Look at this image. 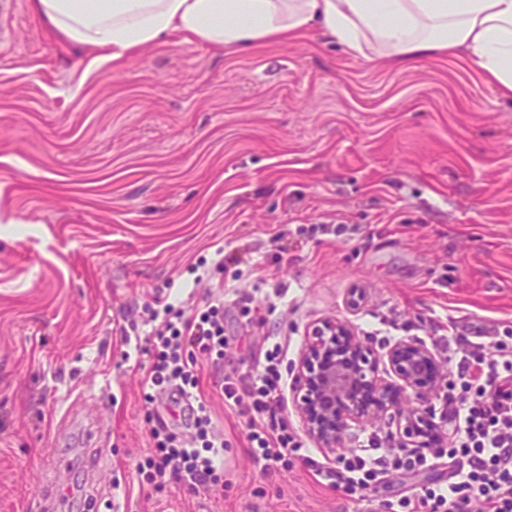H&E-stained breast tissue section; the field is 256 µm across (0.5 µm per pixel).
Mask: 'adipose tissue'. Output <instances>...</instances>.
<instances>
[{
	"label": "adipose tissue",
	"instance_id": "adipose-tissue-1",
	"mask_svg": "<svg viewBox=\"0 0 512 512\" xmlns=\"http://www.w3.org/2000/svg\"><path fill=\"white\" fill-rule=\"evenodd\" d=\"M86 69L166 42L175 33L244 50L311 31L365 58L396 63L463 52L512 98V0H30Z\"/></svg>",
	"mask_w": 512,
	"mask_h": 512
}]
</instances>
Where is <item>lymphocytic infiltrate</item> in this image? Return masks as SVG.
I'll use <instances>...</instances> for the list:
<instances>
[{
  "label": "lymphocytic infiltrate",
  "instance_id": "lymphocytic-infiltrate-1",
  "mask_svg": "<svg viewBox=\"0 0 512 512\" xmlns=\"http://www.w3.org/2000/svg\"><path fill=\"white\" fill-rule=\"evenodd\" d=\"M164 311L150 332L152 361L143 383L160 396L169 417L156 419L153 451L137 471L147 482L171 478L195 492L224 477V440L197 393L198 355L216 365L224 361V301L207 299L190 314L170 303ZM492 336L477 328L453 337L449 358L458 382L442 395L453 425L448 480L397 500L393 512H512V352L495 349ZM279 364V352L272 349L261 370L232 371L216 383L225 406L247 415L250 455L266 473L287 468L288 451L296 445L283 416L286 381ZM434 459L431 452L382 447L372 437L341 465H319L315 472L333 488L357 495L362 512H373L369 491L380 476L427 470Z\"/></svg>",
  "mask_w": 512,
  "mask_h": 512
}]
</instances>
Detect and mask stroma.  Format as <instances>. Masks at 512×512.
<instances>
[{"instance_id":"1","label":"stroma","mask_w":512,"mask_h":512,"mask_svg":"<svg viewBox=\"0 0 512 512\" xmlns=\"http://www.w3.org/2000/svg\"><path fill=\"white\" fill-rule=\"evenodd\" d=\"M78 60L28 0H0V512H359L311 464L393 425L331 453L285 404L301 447L264 475L215 382L276 344L293 379L329 316L381 355L421 342L449 376L451 325L495 326L512 350V101L464 56L370 61L316 33L224 53L177 34L89 74ZM218 286L224 365L197 362L224 486L140 485L161 409L144 308ZM447 480L444 452L388 473L376 512Z\"/></svg>"}]
</instances>
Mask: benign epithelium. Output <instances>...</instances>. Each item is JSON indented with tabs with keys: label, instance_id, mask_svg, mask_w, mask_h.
Returning a JSON list of instances; mask_svg holds the SVG:
<instances>
[{
	"label": "benign epithelium",
	"instance_id": "7a95c632",
	"mask_svg": "<svg viewBox=\"0 0 512 512\" xmlns=\"http://www.w3.org/2000/svg\"><path fill=\"white\" fill-rule=\"evenodd\" d=\"M389 370L381 374L380 362ZM444 379L432 350L412 340L394 343L378 357L352 325L327 317L309 331L294 377L293 403L306 435L330 452L346 446L355 425L388 418L402 448H427L443 426L410 408L437 397Z\"/></svg>",
	"mask_w": 512,
	"mask_h": 512
}]
</instances>
